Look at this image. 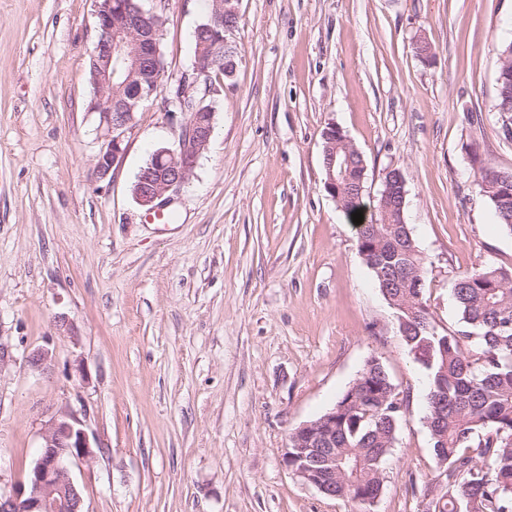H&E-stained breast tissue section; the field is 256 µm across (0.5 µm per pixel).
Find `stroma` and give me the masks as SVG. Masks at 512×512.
I'll return each mask as SVG.
<instances>
[{
    "instance_id": "1",
    "label": "stroma",
    "mask_w": 512,
    "mask_h": 512,
    "mask_svg": "<svg viewBox=\"0 0 512 512\" xmlns=\"http://www.w3.org/2000/svg\"><path fill=\"white\" fill-rule=\"evenodd\" d=\"M140 4L166 7L165 77L102 179L94 0H0V492L72 409L95 448L72 467L85 512H355L282 454L376 357L411 397L371 512H425L423 370L324 188L322 133L339 126L364 155L366 200L402 173L424 297L457 326L456 276L512 268V234L477 187L482 167L512 171L494 108L512 0H238L236 70L206 99L213 133L165 224L132 187L181 133L166 99L210 13ZM39 348L45 373L26 362Z\"/></svg>"
}]
</instances>
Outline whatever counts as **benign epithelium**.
I'll return each mask as SVG.
<instances>
[{
	"label": "benign epithelium",
	"instance_id": "1",
	"mask_svg": "<svg viewBox=\"0 0 512 512\" xmlns=\"http://www.w3.org/2000/svg\"><path fill=\"white\" fill-rule=\"evenodd\" d=\"M97 39L90 56L93 61L91 80L94 96L89 111L99 116L103 144L97 158V173L106 177L122 159L125 135L141 104L157 95L165 73L155 69L146 88L127 101L125 85L113 84L112 60L118 58L129 77L152 68L158 53L160 30L155 24V12L139 9L132 12L125 0H95ZM233 0H214L210 12L212 24L223 26L222 14H236ZM227 40L216 34L209 41H198L194 74L201 75L205 62L223 63V46ZM171 102L188 115L186 124L175 144L155 151L152 161L141 169L134 192L137 203L148 212L161 210L164 196L180 189L189 179L197 159L207 148L212 129L213 113L201 111L195 83L181 77L171 92ZM351 182V169L340 164L339 171L328 167L325 190L340 198L344 184ZM407 191L403 179L390 175L383 181L377 207L383 221L387 214L403 211ZM52 353L37 349L28 356L32 370L49 369ZM336 435V411L328 410L312 424L306 422L289 436L294 447H285L283 463L287 469L313 486L327 498L336 497V449L322 448L325 440ZM94 454L90 437L78 413L60 410L50 416L41 432V452L24 477L7 495L0 494V512H84L81 487L71 473V465L87 460Z\"/></svg>",
	"mask_w": 512,
	"mask_h": 512
}]
</instances>
